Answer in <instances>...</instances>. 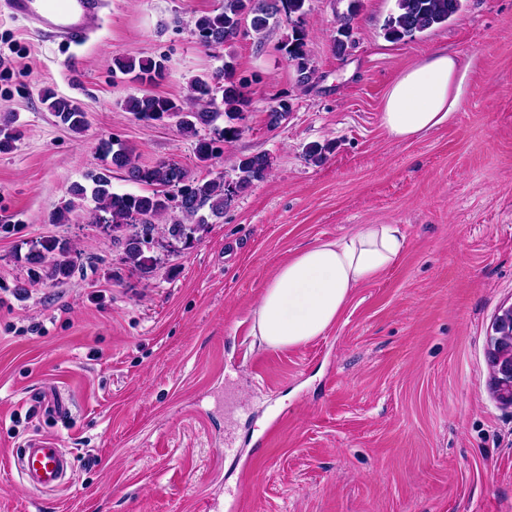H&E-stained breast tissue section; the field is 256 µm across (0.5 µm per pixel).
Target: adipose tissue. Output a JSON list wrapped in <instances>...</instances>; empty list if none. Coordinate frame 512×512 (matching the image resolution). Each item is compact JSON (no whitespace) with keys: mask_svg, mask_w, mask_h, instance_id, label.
<instances>
[{"mask_svg":"<svg viewBox=\"0 0 512 512\" xmlns=\"http://www.w3.org/2000/svg\"><path fill=\"white\" fill-rule=\"evenodd\" d=\"M467 69L445 50L413 63L389 88L382 123L407 140L448 122L464 101ZM405 249L397 224H365L304 248L262 290L254 331L274 348L296 347L336 323L353 290L394 267Z\"/></svg>","mask_w":512,"mask_h":512,"instance_id":"ef3b65f1","label":"adipose tissue"}]
</instances>
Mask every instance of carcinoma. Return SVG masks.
Wrapping results in <instances>:
<instances>
[{"label": "carcinoma", "instance_id": "cac0c4a2", "mask_svg": "<svg viewBox=\"0 0 512 512\" xmlns=\"http://www.w3.org/2000/svg\"><path fill=\"white\" fill-rule=\"evenodd\" d=\"M306 0H224L223 8L215 14H206L195 20L200 43L205 47H221L240 35L254 34L261 41L269 29L270 20L283 15L288 20V32L281 40V50L293 67L296 84L309 86L317 77V68L309 48V33L305 28ZM358 0H353L347 12L336 17V36L333 48L338 55L346 53L357 16ZM397 12L389 17L384 37L399 42L411 40L437 26L445 25L462 8V0H396ZM164 60L134 59L117 55L113 58V73L131 76L141 85H153L164 79ZM249 79L237 74L235 64L224 66L210 77H197L189 83L187 99L202 105L200 110H188L184 101L145 92L130 96L124 107L137 119L159 121L178 118L180 131L197 138L196 156L208 162L224 154V145L237 139L241 129L232 124L248 105L246 88ZM48 108L75 133L89 126L88 115L73 101L65 98L44 97ZM291 109L286 100H278L266 114L267 126L279 127L288 120ZM230 124L214 129L210 139L198 137V126H211L220 116ZM12 119L0 120V150L15 140ZM98 151L105 161L101 168L86 175L88 183H75L69 189L70 199L52 215V221L63 224L68 214L84 206L88 200L95 211L110 216L112 232H127L124 237L126 262L134 269L146 261L144 247L153 243L155 236H170L189 245L197 240L196 234L206 230L209 220L224 217L234 199L256 182L266 178L272 162L266 154H255L236 161L233 178L221 173L211 179L197 178L183 167L169 161L143 166L132 150L121 141L103 139ZM125 172L127 180L152 187L148 194H118L112 192V169ZM177 184L180 196L173 198L167 188ZM78 253L69 243L57 237H47L33 245L26 261L44 272L45 279L61 281L74 273Z\"/></svg>", "mask_w": 512, "mask_h": 512}]
</instances>
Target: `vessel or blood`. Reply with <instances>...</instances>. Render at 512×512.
Masks as SVG:
<instances>
[{
    "label": "vessel or blood",
    "instance_id": "obj_1",
    "mask_svg": "<svg viewBox=\"0 0 512 512\" xmlns=\"http://www.w3.org/2000/svg\"><path fill=\"white\" fill-rule=\"evenodd\" d=\"M9 11L27 20L34 33H55L71 42L84 40L100 19L102 0H6ZM15 466L40 492L62 488L72 474L66 449L51 438H35L16 455Z\"/></svg>",
    "mask_w": 512,
    "mask_h": 512
}]
</instances>
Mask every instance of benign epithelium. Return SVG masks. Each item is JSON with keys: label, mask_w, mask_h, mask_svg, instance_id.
I'll return each instance as SVG.
<instances>
[{"label": "benign epithelium", "mask_w": 512, "mask_h": 512, "mask_svg": "<svg viewBox=\"0 0 512 512\" xmlns=\"http://www.w3.org/2000/svg\"><path fill=\"white\" fill-rule=\"evenodd\" d=\"M487 350L491 390L500 404L512 407V304L499 309Z\"/></svg>", "instance_id": "benign-epithelium-1"}]
</instances>
